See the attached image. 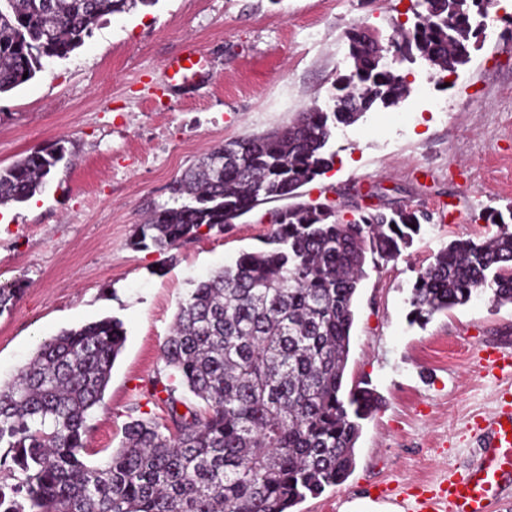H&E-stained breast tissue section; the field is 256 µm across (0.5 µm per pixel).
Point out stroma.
I'll return each instance as SVG.
<instances>
[{"label":"stroma","instance_id":"stroma-1","mask_svg":"<svg viewBox=\"0 0 512 512\" xmlns=\"http://www.w3.org/2000/svg\"><path fill=\"white\" fill-rule=\"evenodd\" d=\"M420 8L421 0H157L102 20L68 58L0 95V167L61 138L72 159L0 223V283L26 284L0 314V380L60 330L115 317L127 331L90 421L88 464L119 447L133 405L163 417L139 393L161 365L179 302L194 281L259 246L279 204L161 253L130 248L132 225L168 202L171 182L215 144L325 105L354 68L350 27L385 41ZM497 9L495 34L478 37L447 80L407 62L425 94L337 125L335 164L309 189L345 205L375 192L435 219L397 261L366 268L345 386L368 384L383 402L363 423L352 474L294 512H350L356 503L410 512L412 498L379 499L377 489L463 473L478 451L477 422L500 408L508 379L483 357L490 346L512 352V304L480 296L426 326L409 321L418 270L452 240L495 236L484 213L512 209V0ZM189 45L205 56V73L176 89L166 65Z\"/></svg>","mask_w":512,"mask_h":512}]
</instances>
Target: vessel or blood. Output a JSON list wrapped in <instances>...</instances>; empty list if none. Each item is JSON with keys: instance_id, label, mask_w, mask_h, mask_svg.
I'll list each match as a JSON object with an SVG mask.
<instances>
[{"instance_id": "obj_1", "label": "vessel or blood", "mask_w": 512, "mask_h": 512, "mask_svg": "<svg viewBox=\"0 0 512 512\" xmlns=\"http://www.w3.org/2000/svg\"><path fill=\"white\" fill-rule=\"evenodd\" d=\"M202 57L197 48H187L173 57L168 78L175 85L193 83L201 75ZM512 473V411L501 410L488 420L480 437L479 456L464 475L435 486L420 487L414 512H496L512 500L503 478Z\"/></svg>"}]
</instances>
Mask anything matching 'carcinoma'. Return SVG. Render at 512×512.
<instances>
[{
  "label": "carcinoma",
  "mask_w": 512,
  "mask_h": 512,
  "mask_svg": "<svg viewBox=\"0 0 512 512\" xmlns=\"http://www.w3.org/2000/svg\"><path fill=\"white\" fill-rule=\"evenodd\" d=\"M156 2L0 0V94L69 57L102 18ZM491 2L422 0L424 13L386 46L351 27L354 74L336 83L329 109L218 145L173 181L171 202L133 225L132 248L166 251L268 201L288 204L271 214L264 247L196 281L179 303L164 366L143 392L164 404L165 422L129 416L102 463L84 454L127 338L122 321L63 329L0 382V468L19 472L0 481V512H293L350 476L362 421L380 403L367 388L344 392L357 290L367 260H398L433 213L355 202L346 220L302 188L334 164L336 124L407 97L405 60L417 54L440 75L455 72L477 36L472 14ZM65 155L60 140L0 168V206L42 192ZM23 291L1 283L0 314ZM481 294L512 304V231L440 249L417 273L410 320L425 324Z\"/></svg>",
  "instance_id": "obj_1"
}]
</instances>
